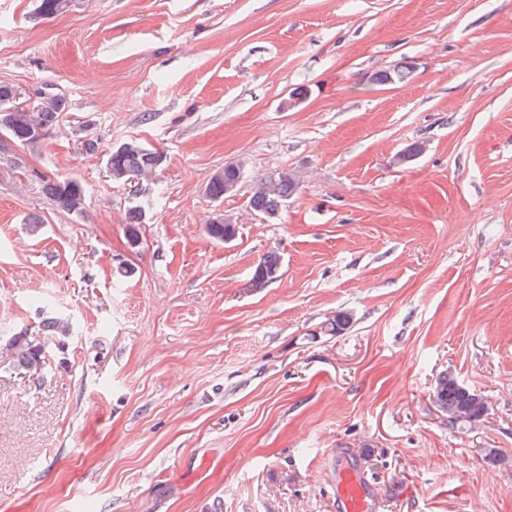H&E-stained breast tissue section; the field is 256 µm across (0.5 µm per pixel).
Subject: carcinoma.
Listing matches in <instances>:
<instances>
[{
	"label": "carcinoma",
	"instance_id": "1",
	"mask_svg": "<svg viewBox=\"0 0 512 512\" xmlns=\"http://www.w3.org/2000/svg\"><path fill=\"white\" fill-rule=\"evenodd\" d=\"M72 0H40L38 16L51 18L69 8ZM414 65L402 62L389 70L372 73L368 82L373 84H403L410 80ZM18 88L11 83H0V150L10 146H28L38 143L58 123L61 112L65 111V101L61 97L41 99L36 105L25 108L16 104ZM164 161L163 155L136 141H128L112 150L107 159V172L115 183H124L135 176H147L159 171ZM244 178L243 162L228 163L224 169L214 173L207 192L214 200L222 199L237 191ZM42 189L57 209L68 213H81L85 205V190L76 179L41 177ZM300 179L292 170L274 169L258 175L254 179L248 200L250 210L262 215L268 221L279 218L288 198L299 188ZM206 231L215 241L236 237L238 225L223 213H213L206 224ZM280 256L275 252L266 253L254 267L249 283L260 290L279 277ZM353 322V313L339 310L327 320L317 335L338 336L344 333ZM12 357L13 363L35 373L46 366L44 346L25 334L0 336ZM438 411L448 417V425L459 423L470 425L482 422L490 412V402L484 395L463 384L457 376L446 371L440 374L431 394Z\"/></svg>",
	"mask_w": 512,
	"mask_h": 512
}]
</instances>
